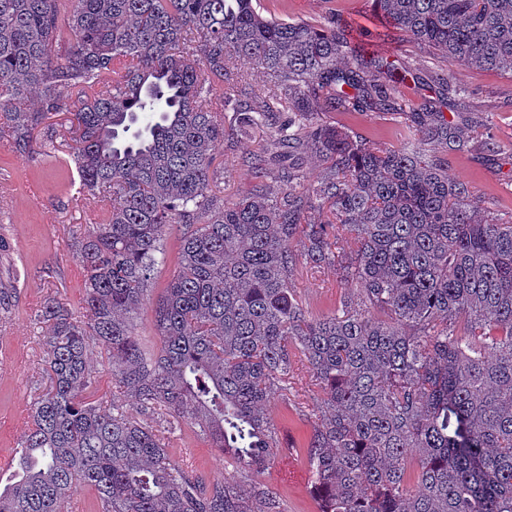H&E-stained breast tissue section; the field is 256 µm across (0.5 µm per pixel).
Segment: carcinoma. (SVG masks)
<instances>
[{"mask_svg":"<svg viewBox=\"0 0 512 512\" xmlns=\"http://www.w3.org/2000/svg\"><path fill=\"white\" fill-rule=\"evenodd\" d=\"M265 10L0 0V138L55 152L35 132L77 95L70 156L83 189L112 202L78 241L82 319L54 301L39 315L50 386L0 512H61L83 489L101 512H282L268 490L177 467L154 419L199 427L238 471L258 473L283 451L265 406L289 392L298 360L317 386L305 448L318 512H512V222L448 177V153L498 146L484 117H460L466 88L443 73L416 85L378 51L414 42L511 78L512 0H373L374 40L353 49L354 26L334 14L314 24ZM336 111L400 118L432 149L318 122ZM258 131L256 151L224 154ZM219 154L252 174L231 201ZM308 154L323 172L300 191ZM173 224L180 260L154 304L151 353L134 318ZM342 253L359 295L312 317L292 287L297 263L319 269ZM94 344L118 393L153 420L90 398Z\"/></svg>","mask_w":512,"mask_h":512,"instance_id":"obj_1","label":"carcinoma"}]
</instances>
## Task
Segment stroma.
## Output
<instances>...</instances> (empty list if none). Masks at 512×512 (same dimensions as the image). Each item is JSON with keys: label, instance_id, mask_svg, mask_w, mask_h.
Segmentation results:
<instances>
[{"label": "stroma", "instance_id": "obj_1", "mask_svg": "<svg viewBox=\"0 0 512 512\" xmlns=\"http://www.w3.org/2000/svg\"><path fill=\"white\" fill-rule=\"evenodd\" d=\"M279 16L313 21L326 13L372 29L370 0H281ZM399 61L418 68L421 77L448 73L451 80L470 92L467 108L479 110L488 119L489 133L502 152L495 160L481 163L474 152L449 155L448 173L486 201L492 212L512 217V79L492 70H470L449 63L438 51L401 42L394 50ZM321 122L344 125L388 148L403 147L410 138L404 122L375 113L326 112ZM66 114L53 115L46 133L57 134V151L46 157L38 152L21 154L12 143L0 139V283L12 288L8 308H0V491L14 483L17 469L13 459L30 425L34 400L49 386L45 363L46 326L36 319L49 300L63 303L74 315L82 313L84 271L76 257L75 243L87 224L93 223L99 205L92 196L79 192L80 180L62 134ZM180 252V231L171 227L163 243V255L155 270L150 302L135 318L136 333L150 349L159 340L154 329L151 303L163 293ZM295 293L309 313L322 317L334 312L343 295L356 294L355 279L345 278L335 267L318 272L298 268L292 278ZM307 397L291 400L273 395L266 412L283 440L292 444L287 455L248 483L263 485L276 493L284 512H317V504L306 484H283L282 470L306 475L303 442L309 425L303 417L310 411ZM173 460L193 469L206 483L223 482L233 474L231 461L211 448L198 429L186 426L178 432L170 450Z\"/></svg>", "mask_w": 512, "mask_h": 512}]
</instances>
